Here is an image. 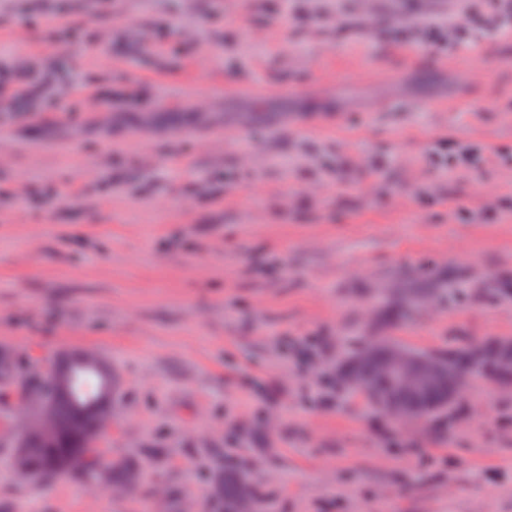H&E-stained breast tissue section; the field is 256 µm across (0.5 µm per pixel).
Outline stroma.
Wrapping results in <instances>:
<instances>
[{"label":"stroma","mask_w":512,"mask_h":512,"mask_svg":"<svg viewBox=\"0 0 512 512\" xmlns=\"http://www.w3.org/2000/svg\"><path fill=\"white\" fill-rule=\"evenodd\" d=\"M435 7L294 0L344 25L312 36L274 0H0V72L30 89L0 97V344L27 360L0 386V512H213L224 469L261 512H512V387L474 379L404 425L316 394L375 336L439 357L512 338V37L378 43L375 17ZM254 91L293 94L297 120L253 127ZM80 348L122 378L98 446L142 461L135 491L12 467L18 393Z\"/></svg>","instance_id":"obj_1"}]
</instances>
